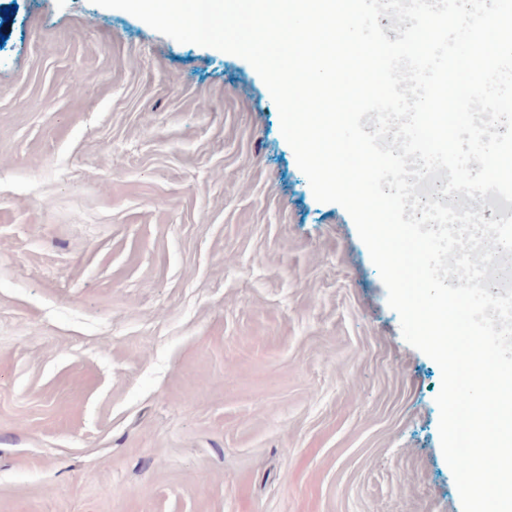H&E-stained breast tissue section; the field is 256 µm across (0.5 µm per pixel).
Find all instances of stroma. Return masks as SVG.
I'll use <instances>...</instances> for the list:
<instances>
[{"instance_id": "stroma-1", "label": "stroma", "mask_w": 512, "mask_h": 512, "mask_svg": "<svg viewBox=\"0 0 512 512\" xmlns=\"http://www.w3.org/2000/svg\"><path fill=\"white\" fill-rule=\"evenodd\" d=\"M10 5L0 512H462L440 368L254 67Z\"/></svg>"}]
</instances>
